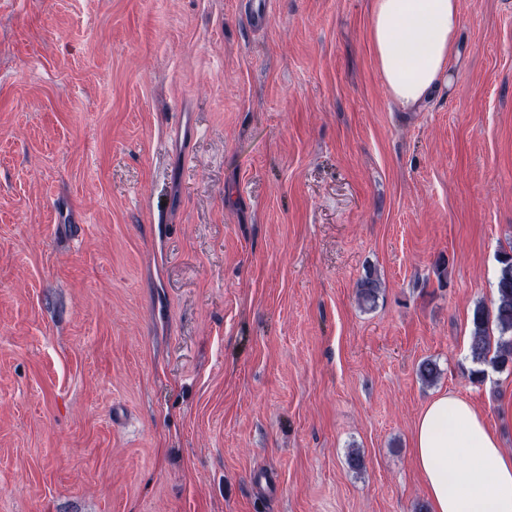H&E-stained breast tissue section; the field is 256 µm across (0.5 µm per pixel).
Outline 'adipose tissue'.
I'll use <instances>...</instances> for the list:
<instances>
[{
  "instance_id": "obj_1",
  "label": "adipose tissue",
  "mask_w": 512,
  "mask_h": 512,
  "mask_svg": "<svg viewBox=\"0 0 512 512\" xmlns=\"http://www.w3.org/2000/svg\"><path fill=\"white\" fill-rule=\"evenodd\" d=\"M461 22L460 0H374L372 53L398 106L415 108L436 90ZM412 448L430 512H512V453L466 399L436 396Z\"/></svg>"
}]
</instances>
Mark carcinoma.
<instances>
[{
  "mask_svg": "<svg viewBox=\"0 0 512 512\" xmlns=\"http://www.w3.org/2000/svg\"><path fill=\"white\" fill-rule=\"evenodd\" d=\"M496 279L497 298L493 309L483 305L474 308L471 318V360L478 368L471 376L483 375L480 366L486 363L498 369L512 365V251L503 252L499 259ZM382 283L374 272L368 270L356 283L358 302L365 307H373L378 299ZM495 325L499 336L491 340L490 325ZM440 374L439 367L431 360L420 363L418 376L426 384L434 383Z\"/></svg>",
  "mask_w": 512,
  "mask_h": 512,
  "instance_id": "carcinoma-1",
  "label": "carcinoma"
}]
</instances>
